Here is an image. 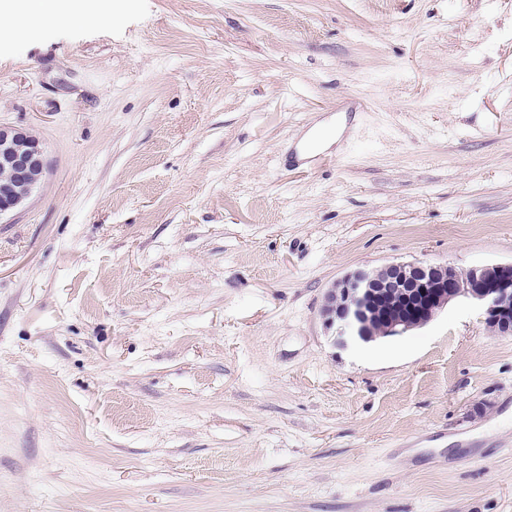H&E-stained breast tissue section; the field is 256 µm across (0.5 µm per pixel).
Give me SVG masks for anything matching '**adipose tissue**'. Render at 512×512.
<instances>
[{
	"instance_id": "obj_1",
	"label": "adipose tissue",
	"mask_w": 512,
	"mask_h": 512,
	"mask_svg": "<svg viewBox=\"0 0 512 512\" xmlns=\"http://www.w3.org/2000/svg\"><path fill=\"white\" fill-rule=\"evenodd\" d=\"M110 0H0V41L11 39L18 24L48 13L56 16L86 15L108 11Z\"/></svg>"
}]
</instances>
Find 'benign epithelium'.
Returning <instances> with one entry per match:
<instances>
[{
  "label": "benign epithelium",
  "mask_w": 512,
  "mask_h": 512,
  "mask_svg": "<svg viewBox=\"0 0 512 512\" xmlns=\"http://www.w3.org/2000/svg\"><path fill=\"white\" fill-rule=\"evenodd\" d=\"M45 170V150L35 135L0 127V217L31 197ZM457 298L481 306L494 331L512 334V262L467 270L427 262L357 269L327 291L321 316L339 344L368 342L422 327Z\"/></svg>",
  "instance_id": "obj_1"
}]
</instances>
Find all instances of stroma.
Instances as JSON below:
<instances>
[{"instance_id":"1","label":"stroma","mask_w":512,"mask_h":512,"mask_svg":"<svg viewBox=\"0 0 512 512\" xmlns=\"http://www.w3.org/2000/svg\"><path fill=\"white\" fill-rule=\"evenodd\" d=\"M0 126L48 163L0 218V512H512V335L320 316L359 267L512 261V0L43 16Z\"/></svg>"}]
</instances>
